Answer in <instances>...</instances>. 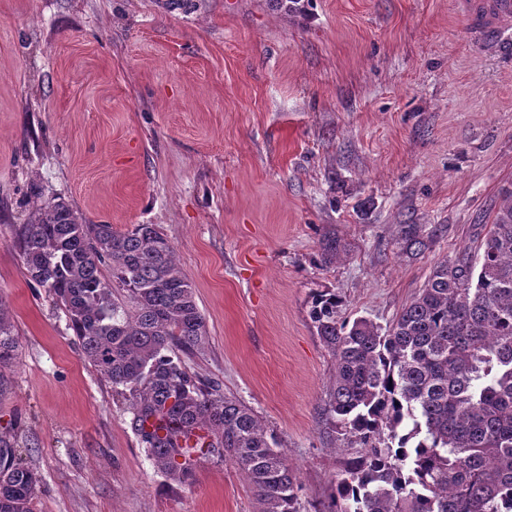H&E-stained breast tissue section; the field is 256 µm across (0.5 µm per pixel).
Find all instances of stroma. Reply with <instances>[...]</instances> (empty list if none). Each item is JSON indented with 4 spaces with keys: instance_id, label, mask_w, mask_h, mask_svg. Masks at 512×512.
Segmentation results:
<instances>
[{
    "instance_id": "1",
    "label": "stroma",
    "mask_w": 512,
    "mask_h": 512,
    "mask_svg": "<svg viewBox=\"0 0 512 512\" xmlns=\"http://www.w3.org/2000/svg\"><path fill=\"white\" fill-rule=\"evenodd\" d=\"M455 3L0 0V304L18 339L0 433L41 477L32 512L256 508L224 460L186 483L155 467L123 396L30 281L16 233L59 199L90 224L160 227L207 322L187 365L275 437L299 512L327 499L359 446L323 415L336 361L313 293L388 327L512 189V33L485 49ZM403 224L436 232L418 258Z\"/></svg>"
}]
</instances>
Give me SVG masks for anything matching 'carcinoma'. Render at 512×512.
<instances>
[{"label": "carcinoma", "mask_w": 512, "mask_h": 512, "mask_svg": "<svg viewBox=\"0 0 512 512\" xmlns=\"http://www.w3.org/2000/svg\"><path fill=\"white\" fill-rule=\"evenodd\" d=\"M486 228L433 268L385 331L339 320L333 291L312 297L317 336L336 359L327 420L362 445L321 512H512L511 189ZM432 237L400 226L411 258ZM18 244L85 361L128 400L130 428L159 470L187 482L197 460L217 456L245 476L255 512H298L300 486L274 436L180 357L207 350L206 320L157 225L88 224L58 201L35 209ZM16 348L0 308V371ZM195 429L205 432L198 444H181ZM39 483L1 435L0 512H31Z\"/></svg>", "instance_id": "cac0c4a2"}]
</instances>
